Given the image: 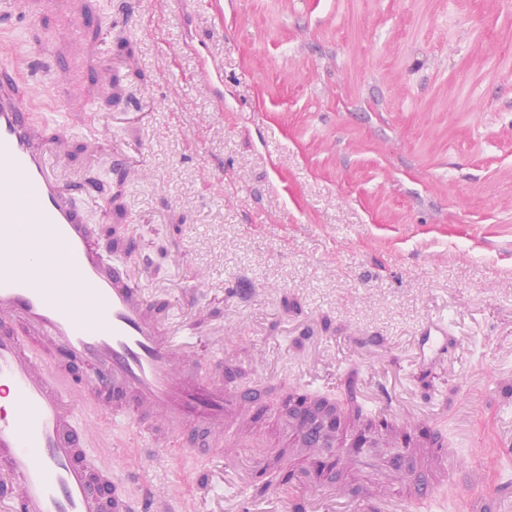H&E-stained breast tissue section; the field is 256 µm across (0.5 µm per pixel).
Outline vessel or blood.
I'll return each mask as SVG.
<instances>
[{
  "label": "vessel or blood",
  "instance_id": "vessel-or-blood-1",
  "mask_svg": "<svg viewBox=\"0 0 512 512\" xmlns=\"http://www.w3.org/2000/svg\"><path fill=\"white\" fill-rule=\"evenodd\" d=\"M13 8L29 18L42 10L56 14L69 28L89 25L77 0H13ZM86 73L78 59L46 77L73 126L86 105L71 88ZM64 153L62 141L31 122L17 84L0 73V396L10 399L0 408V512H163L170 495L156 484L138 502L106 494L111 477L87 460V441L97 430L78 418L82 399L112 395L133 421L209 453L237 446L241 433L226 426L252 392L226 385L222 363L201 362L192 336L157 317L145 280L129 274L130 263L146 262L136 245L123 258L107 259L109 246L87 219L92 206L109 218L103 191L89 173L65 180ZM25 330L89 369L82 397L38 362L21 337ZM453 344L444 319L423 327L422 357L445 356ZM429 454L458 486L485 476L443 443ZM436 494L435 485L413 482L393 512H410ZM377 508L371 497L334 488L309 497L310 512Z\"/></svg>",
  "mask_w": 512,
  "mask_h": 512
}]
</instances>
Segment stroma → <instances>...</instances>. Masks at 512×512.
<instances>
[{"label":"stroma","mask_w":512,"mask_h":512,"mask_svg":"<svg viewBox=\"0 0 512 512\" xmlns=\"http://www.w3.org/2000/svg\"><path fill=\"white\" fill-rule=\"evenodd\" d=\"M89 4L99 38L64 41L53 17L19 22L0 0V71L34 122L67 138L75 166L95 129L143 163L136 180L98 175L112 179L117 229L152 260L166 318L197 333L201 358L254 388L353 394L370 410L389 399L401 429L425 424L463 461L488 462L483 490L512 481V0ZM37 45L50 70L110 60L116 100L79 81L84 125L67 126L43 79L15 67ZM239 280L252 299L231 297ZM435 315L457 343L423 364L418 332ZM83 414L100 429L94 466L174 487L170 512H222L247 498L253 460L312 453L274 412L242 414L271 446L238 448L229 472L223 452L152 441L105 404ZM398 444L388 437L337 486L396 493L386 454ZM407 466L442 486L429 512H463L425 449Z\"/></svg>","instance_id":"1"}]
</instances>
